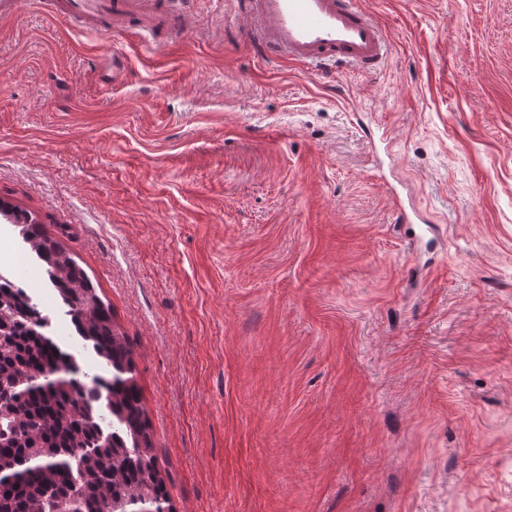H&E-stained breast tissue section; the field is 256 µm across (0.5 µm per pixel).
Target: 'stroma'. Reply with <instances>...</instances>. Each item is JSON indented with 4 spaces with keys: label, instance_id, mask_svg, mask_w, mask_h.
Listing matches in <instances>:
<instances>
[{
    "label": "stroma",
    "instance_id": "obj_1",
    "mask_svg": "<svg viewBox=\"0 0 512 512\" xmlns=\"http://www.w3.org/2000/svg\"><path fill=\"white\" fill-rule=\"evenodd\" d=\"M360 2L388 58L330 83L237 0L154 51L0 23V197L133 343L174 512H512V0Z\"/></svg>",
    "mask_w": 512,
    "mask_h": 512
}]
</instances>
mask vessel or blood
Here are the masks:
<instances>
[{"mask_svg":"<svg viewBox=\"0 0 512 512\" xmlns=\"http://www.w3.org/2000/svg\"><path fill=\"white\" fill-rule=\"evenodd\" d=\"M54 14L93 22L111 20L114 32H147L155 0H48ZM252 19L244 38L264 55L296 65L346 64L379 70L388 40L358 0H243Z\"/></svg>","mask_w":512,"mask_h":512,"instance_id":"vessel-or-blood-1","label":"vessel or blood"}]
</instances>
